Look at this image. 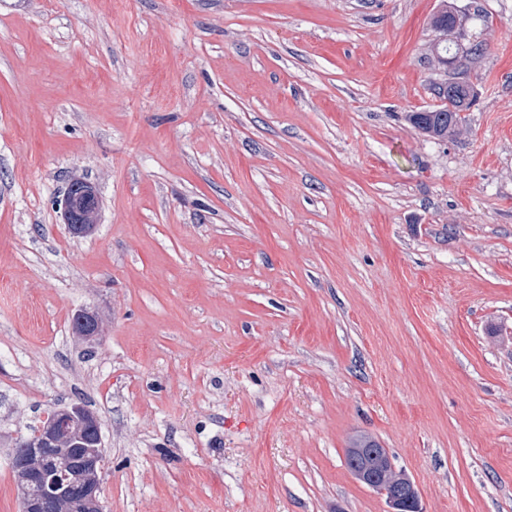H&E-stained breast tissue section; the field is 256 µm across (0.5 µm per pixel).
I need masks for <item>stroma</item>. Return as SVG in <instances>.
Listing matches in <instances>:
<instances>
[{
	"instance_id": "1",
	"label": "stroma",
	"mask_w": 512,
	"mask_h": 512,
	"mask_svg": "<svg viewBox=\"0 0 512 512\" xmlns=\"http://www.w3.org/2000/svg\"><path fill=\"white\" fill-rule=\"evenodd\" d=\"M454 3L438 141L441 0H0V512L78 398L104 512H387L361 435L425 512H512V0ZM448 22L443 19L436 18V15L432 19V27L438 33V38L433 45V54L439 53L443 56H447L448 59H455L452 64L460 63L462 61L465 62L464 72L467 71L469 64L473 61L477 60L482 51H483V41H475L474 44L471 45L470 40L469 47H467L468 51L458 56V44L457 40L462 38V40H466L465 36L468 33L466 28H464L465 21L468 16L465 14L463 16H459L455 13V9L453 6H448ZM460 30H463L460 32ZM444 60H448L447 58H443ZM435 91L438 98L449 99L448 104L437 105L424 112H412L410 120L429 136L437 139H448V134L455 133L462 124L464 117L461 116V112L470 109L474 101V94L471 99L467 98L469 94L464 90L462 96L449 98L447 94L443 95L441 93L440 85L436 86ZM99 205L96 188L91 183L72 182L65 201L64 221L67 230L75 236L89 234L97 224ZM73 328L77 336L86 340H93L101 335V326L97 314L87 309L75 313Z\"/></svg>"
}]
</instances>
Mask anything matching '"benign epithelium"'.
<instances>
[{
  "mask_svg": "<svg viewBox=\"0 0 512 512\" xmlns=\"http://www.w3.org/2000/svg\"><path fill=\"white\" fill-rule=\"evenodd\" d=\"M99 198L96 188L87 181L70 184L66 201L64 221L67 230L75 236L89 234L98 221ZM74 333L86 340L101 335L97 314L83 309L74 315ZM97 426L96 417L75 408L56 411L52 423L48 424L37 441L19 438L16 443L23 451L13 453L12 464L26 480H39L43 493L39 497L25 495L21 498V512H102L101 486L98 472L103 456L102 446L87 450L82 470L84 479L77 486L78 494L71 495L56 478L45 476L41 468L45 453L57 451L70 453L81 446L83 431ZM352 476L360 483L377 491L385 498L388 512H423L419 493L414 482L397 472L386 449L369 441L357 449L350 466Z\"/></svg>",
  "mask_w": 512,
  "mask_h": 512,
  "instance_id": "7a95c632",
  "label": "benign epithelium"
}]
</instances>
